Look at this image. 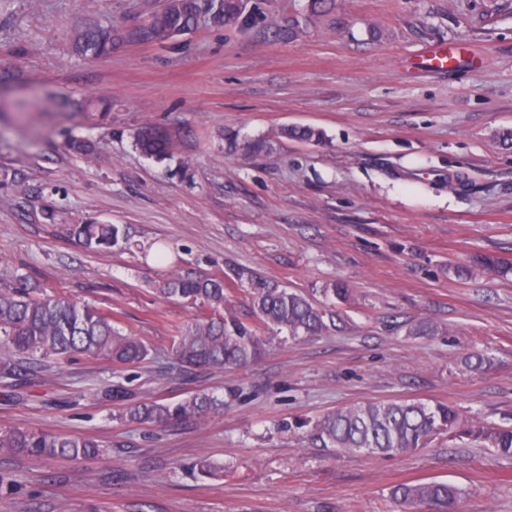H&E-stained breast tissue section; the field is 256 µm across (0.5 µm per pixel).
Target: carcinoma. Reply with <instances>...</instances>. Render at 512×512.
Listing matches in <instances>:
<instances>
[{
    "mask_svg": "<svg viewBox=\"0 0 512 512\" xmlns=\"http://www.w3.org/2000/svg\"><path fill=\"white\" fill-rule=\"evenodd\" d=\"M215 15L218 26L253 22L244 16L238 0H223ZM201 0H183V8L154 23L164 41L184 34ZM125 37L110 26L89 25L74 38L77 52L91 61L109 57L117 40ZM285 138L312 141L320 133L312 127H285ZM145 156L164 159L173 149L171 135L160 128H141L135 137ZM73 234L88 249L101 251L114 246L124 235L116 224H79ZM507 269L499 257L477 254L460 276L475 272L498 273ZM158 292L166 299L194 304L200 314L173 337L172 351L177 369L183 373L198 368L230 370L244 368L257 360L265 346L263 330L288 331L291 338L318 336L327 329L325 313L305 295L262 280L252 283L250 320L226 310L230 299L224 280L206 277H170ZM0 364L8 373L35 379L74 354L94 360L133 366L147 360L148 346L112 323V316L94 304L48 295L20 285L0 290ZM465 369L485 372L495 366L487 351L462 358ZM101 396L120 406L118 417L132 424L158 425L186 420L224 409V398L198 391L176 401L160 402L138 395L120 381L101 391ZM315 432L323 444L341 450L379 455H406L427 448L437 438L469 439L492 449L497 456L512 457V426L477 418L467 419L451 404L388 401L359 402L339 408L319 420ZM104 444L96 438L77 437L52 431L0 430V450L26 455L33 460L62 459L70 462L95 458ZM464 491L446 482L399 484L391 496L402 503L426 505L430 512H448L456 507Z\"/></svg>",
    "mask_w": 512,
    "mask_h": 512,
    "instance_id": "cac0c4a2",
    "label": "carcinoma"
}]
</instances>
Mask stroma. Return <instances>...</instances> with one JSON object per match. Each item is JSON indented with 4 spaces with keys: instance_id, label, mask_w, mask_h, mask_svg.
<instances>
[{
    "instance_id": "35a3bbf8",
    "label": "stroma",
    "mask_w": 512,
    "mask_h": 512,
    "mask_svg": "<svg viewBox=\"0 0 512 512\" xmlns=\"http://www.w3.org/2000/svg\"><path fill=\"white\" fill-rule=\"evenodd\" d=\"M245 2L253 29L204 13L150 42L136 32L163 0H0V289L28 278L93 302L151 350L135 368L77 356L25 385L0 374V429L108 444L82 463L0 454V512H428L390 496L427 481L464 489L457 512H512V459L468 440L392 457L314 435L365 400L512 425V272H455L475 253L512 263V0ZM89 23L127 37L90 61L72 48ZM433 42L459 48L453 68L417 65ZM148 125L169 131L171 158L138 152ZM287 126L322 136L287 140ZM93 222L124 240L84 249L73 228ZM171 275L227 278L240 313L259 277L333 321L307 339L266 331L247 368L185 375L171 340L198 309L158 294ZM337 281L346 298L324 295ZM424 318L442 333L411 335ZM486 350L495 369H463ZM125 379L163 402L236 396L200 419L130 424L99 396ZM203 458L223 477L193 472Z\"/></svg>"
}]
</instances>
